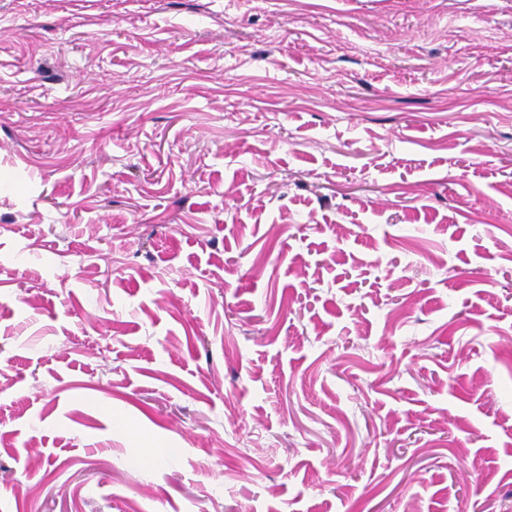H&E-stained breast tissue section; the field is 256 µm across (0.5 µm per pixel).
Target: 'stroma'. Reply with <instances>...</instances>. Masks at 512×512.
Wrapping results in <instances>:
<instances>
[{"instance_id":"obj_1","label":"stroma","mask_w":512,"mask_h":512,"mask_svg":"<svg viewBox=\"0 0 512 512\" xmlns=\"http://www.w3.org/2000/svg\"><path fill=\"white\" fill-rule=\"evenodd\" d=\"M0 512H512V0H0Z\"/></svg>"}]
</instances>
